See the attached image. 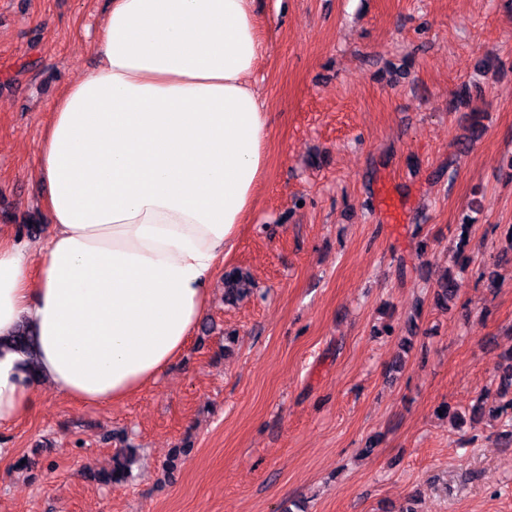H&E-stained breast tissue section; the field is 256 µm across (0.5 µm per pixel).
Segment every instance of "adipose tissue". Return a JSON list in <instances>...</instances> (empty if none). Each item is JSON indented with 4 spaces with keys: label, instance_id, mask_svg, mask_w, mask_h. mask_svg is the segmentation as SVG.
I'll list each match as a JSON object with an SVG mask.
<instances>
[{
    "label": "adipose tissue",
    "instance_id": "obj_1",
    "mask_svg": "<svg viewBox=\"0 0 512 512\" xmlns=\"http://www.w3.org/2000/svg\"><path fill=\"white\" fill-rule=\"evenodd\" d=\"M262 52L253 0H110L98 62L41 143L51 234L0 231V337L37 338L31 380L0 348V427L48 386L123 402L181 356L263 178Z\"/></svg>",
    "mask_w": 512,
    "mask_h": 512
}]
</instances>
